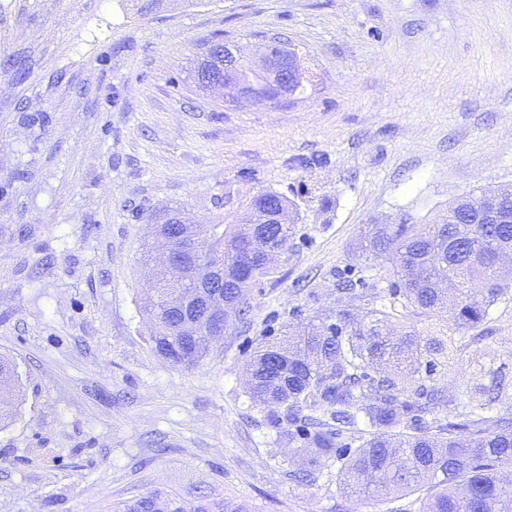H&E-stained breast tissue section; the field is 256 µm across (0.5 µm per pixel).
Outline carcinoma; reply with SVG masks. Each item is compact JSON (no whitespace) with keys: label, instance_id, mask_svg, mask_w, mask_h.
<instances>
[{"label":"carcinoma","instance_id":"cac0c4a2","mask_svg":"<svg viewBox=\"0 0 512 512\" xmlns=\"http://www.w3.org/2000/svg\"><path fill=\"white\" fill-rule=\"evenodd\" d=\"M481 191L448 212L435 224H372L362 237L365 256L391 260L394 283L391 295L404 299L428 317L447 323L445 336L423 339L406 324L393 323L394 305L376 308L360 318L348 309L336 313V322L307 323L298 333L283 336L254 352L249 371L254 403L279 410L299 424L307 446L303 452L315 463L321 458L343 460L340 479L354 496L370 493H411L426 490L419 512H499L512 503V483L501 470H512V421L497 418L492 425L467 435L451 434L454 425L439 427L435 436L424 430V416L441 400L438 389L427 384L432 374L457 371L460 354L453 333L479 327L488 309L512 290V271L498 262L501 249L512 247V223L485 224L475 208ZM257 230L274 244L289 246L297 213L274 192L255 196L248 204ZM280 209L289 215L282 224H266L265 217ZM205 245L224 257V325L246 315L243 295L266 276L271 267L258 254L248 228L204 224ZM160 279L146 312L153 321L150 340L154 351L175 365L194 366L209 346L183 344L174 336L178 318L164 310L170 289ZM18 389L12 360L0 357V409L11 407ZM497 400L504 391L494 382ZM483 383L464 381L463 391L483 395ZM364 416L374 435L358 447L339 448L334 437L341 428ZM403 430H395L397 425ZM166 512H245L242 505L218 502L202 493L189 507L174 493L147 492L122 501L112 512H145L151 501Z\"/></svg>","mask_w":512,"mask_h":512}]
</instances>
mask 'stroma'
<instances>
[{
    "label": "stroma",
    "instance_id": "stroma-1",
    "mask_svg": "<svg viewBox=\"0 0 512 512\" xmlns=\"http://www.w3.org/2000/svg\"><path fill=\"white\" fill-rule=\"evenodd\" d=\"M315 75L276 104L226 103L192 70L220 38L272 35ZM512 186V0H0V512H112L154 490L246 512H418L355 497L252 403L248 364L281 326L389 304L391 262L355 249L375 222L438 221ZM273 191L296 234L244 321L196 366L152 349L142 245L170 209L238 223ZM357 283L340 294L342 280ZM460 374L492 365L512 415V294ZM18 389V376L12 360L0 357V416L11 407L15 392ZM3 409V410H2Z\"/></svg>",
    "mask_w": 512,
    "mask_h": 512
}]
</instances>
